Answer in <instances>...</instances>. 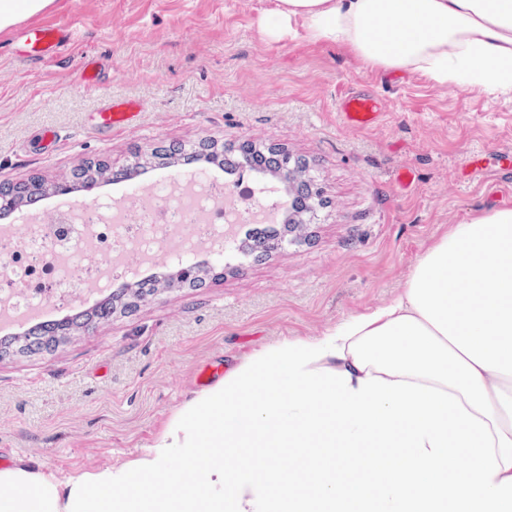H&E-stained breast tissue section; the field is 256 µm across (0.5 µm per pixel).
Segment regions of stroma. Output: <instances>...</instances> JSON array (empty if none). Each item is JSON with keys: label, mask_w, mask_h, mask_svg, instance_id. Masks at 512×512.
<instances>
[{"label": "stroma", "mask_w": 512, "mask_h": 512, "mask_svg": "<svg viewBox=\"0 0 512 512\" xmlns=\"http://www.w3.org/2000/svg\"><path fill=\"white\" fill-rule=\"evenodd\" d=\"M276 0H57L76 37L52 58L20 28L0 35V183L53 182L93 160L113 171L155 147L201 140L287 148L326 190L305 244L215 263L53 352L0 355V468L27 457L66 476L121 465L167 430L183 403L241 359L321 337L400 288L452 225L512 206V99L371 69L305 32L266 41ZM92 59L102 83L83 79ZM377 96L367 129L344 127V95ZM144 103L137 125L89 124L108 97ZM61 138L51 156L39 132ZM409 170L408 185L398 176Z\"/></svg>", "instance_id": "35a3bbf8"}]
</instances>
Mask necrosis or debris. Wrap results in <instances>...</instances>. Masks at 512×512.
I'll return each mask as SVG.
<instances>
[{
	"mask_svg": "<svg viewBox=\"0 0 512 512\" xmlns=\"http://www.w3.org/2000/svg\"><path fill=\"white\" fill-rule=\"evenodd\" d=\"M246 204L235 196H217L209 182L183 193L174 180L158 178L149 193L126 190L121 203L103 196L85 206H68L64 231L31 222L26 249L0 270V306L22 316L60 306L71 288L81 287L109 298L112 269L127 255L167 258L170 265L196 263L206 249L230 254L227 227L252 223L257 200L272 203L247 190Z\"/></svg>",
	"mask_w": 512,
	"mask_h": 512,
	"instance_id": "necrosis-or-debris-1",
	"label": "necrosis or debris"
}]
</instances>
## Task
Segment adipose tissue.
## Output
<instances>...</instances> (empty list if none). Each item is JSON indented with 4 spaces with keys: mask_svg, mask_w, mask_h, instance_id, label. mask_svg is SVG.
<instances>
[{
    "mask_svg": "<svg viewBox=\"0 0 512 512\" xmlns=\"http://www.w3.org/2000/svg\"><path fill=\"white\" fill-rule=\"evenodd\" d=\"M366 65L512 96V0H276ZM0 512H512V207L453 225L402 291L266 345L132 461L65 479L17 458Z\"/></svg>",
    "mask_w": 512,
    "mask_h": 512,
    "instance_id": "1",
    "label": "adipose tissue"
}]
</instances>
